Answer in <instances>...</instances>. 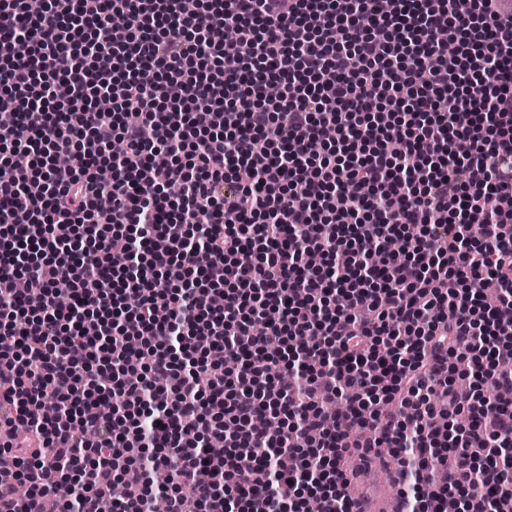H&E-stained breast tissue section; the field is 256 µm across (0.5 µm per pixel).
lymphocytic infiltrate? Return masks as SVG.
I'll use <instances>...</instances> for the list:
<instances>
[{
	"instance_id": "obj_1",
	"label": "lymphocytic infiltrate",
	"mask_w": 512,
	"mask_h": 512,
	"mask_svg": "<svg viewBox=\"0 0 512 512\" xmlns=\"http://www.w3.org/2000/svg\"><path fill=\"white\" fill-rule=\"evenodd\" d=\"M498 2L47 0L33 20L0 0V149L28 159L0 167V409L27 434L0 444V512H99L118 483L134 512H352L375 449L403 512L512 496V401L483 387L512 389ZM221 26L248 56L208 41ZM394 238L405 264L375 262Z\"/></svg>"
}]
</instances>
